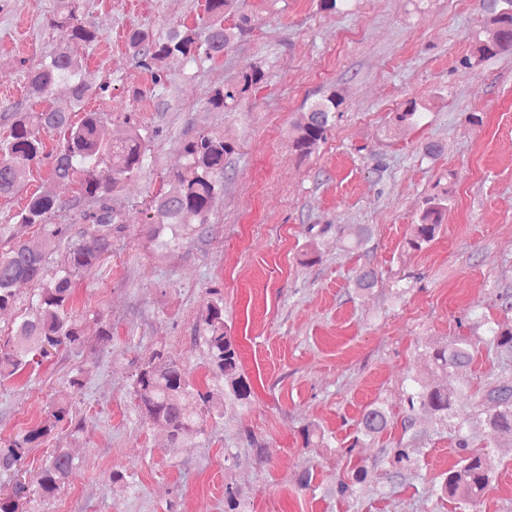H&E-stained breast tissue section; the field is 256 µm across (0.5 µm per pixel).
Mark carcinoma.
Returning a JSON list of instances; mask_svg holds the SVG:
<instances>
[{
  "label": "carcinoma",
  "instance_id": "carcinoma-1",
  "mask_svg": "<svg viewBox=\"0 0 512 512\" xmlns=\"http://www.w3.org/2000/svg\"><path fill=\"white\" fill-rule=\"evenodd\" d=\"M76 2L59 0L57 13L50 20L60 31L59 43L30 71L27 83V94L33 100L44 97L60 84L68 86L72 109L11 114L7 135L0 139V198H13L22 192L33 168L46 163L59 180L79 177L77 194L64 204L52 196L34 192L13 216L14 223L37 227L47 242L60 241L71 236L72 225L54 224L50 217L67 207L78 213L86 228L70 244L63 261L51 269L46 265L43 250L10 234L8 249L0 253V311L15 306L18 284L33 283L36 288L29 299L26 316L0 344L1 383L41 365L62 349L82 345V318L72 310L76 280L92 272L104 257L112 254V234L121 228L122 218L112 209L111 195L123 180L141 172L147 157L149 136L143 134L138 113L124 114L125 137L106 141L101 137V130L112 121V113L86 109L89 100L111 96L112 83H96L85 75L78 49L99 43L102 33L78 22ZM238 2L205 0L204 13L193 24H180L159 33L132 26L127 31L126 45L137 66L150 74L151 88L167 84L169 63L173 60L193 63L201 57L209 60L222 57L246 31L248 18L243 14L237 22L226 23V16L237 12ZM482 6L486 12L483 30L474 35L469 54L461 60L462 66L469 69L501 54L512 53V11H506L512 7V0H482ZM265 78L262 66L251 64L232 81L211 89L203 106L209 111L232 114ZM343 103L344 96L339 90L312 101L289 130L292 151L304 159L325 143ZM430 109L427 100L409 99L395 113L393 125L418 127ZM77 112L81 117L75 122L73 114ZM47 136L55 137V144L50 148L45 141ZM180 150L183 164L168 174L177 189L155 195L146 227L148 238L166 249L184 239L209 233L210 214L217 198L224 194L225 161L234 153V146L224 139V133L211 130L184 139ZM102 166L111 169L112 180L99 179L97 171ZM449 202L446 191L426 198L412 224L407 240L409 248L420 250L435 240L441 215ZM376 283L375 269L365 265L358 271L354 286L358 293L365 295ZM199 324L208 371L222 381L223 393L216 394L194 382L186 362L162 350L142 359L132 374L129 394L142 423L162 430L172 446L190 435H205L209 421L224 415L226 401L242 405L252 393L242 369L240 348L224 323L223 289H205ZM485 344L497 356L512 358V326L488 324ZM476 352L471 337L459 336L445 347L431 348L428 354L435 371L446 374L470 366ZM84 386L82 375L71 377L68 387L50 403L45 422L0 444V478L12 482L10 491H0V512H40L37 504L55 497L65 487L75 466L69 448L52 449L32 489L19 480V465L30 449L48 441L59 424L72 426V436L81 431L80 423L73 422L72 405ZM474 399L473 413L461 417L456 409V391L437 382L428 384L419 377L410 378L403 394L402 429L407 441L388 451L390 476L398 477L417 464L410 456V447L422 438L416 413L425 410L436 423L453 429L455 445L464 451L459 462L440 480L439 496L466 512H479L492 481V470L485 456L467 451L471 429L477 425L497 442H512V382L500 381L476 392ZM389 418L385 404L371 405L357 421L352 442L341 449V454L349 457L355 448L375 440L386 430ZM368 476L364 466L351 468L347 479L336 484V497L351 496L353 487L366 482Z\"/></svg>",
  "mask_w": 512,
  "mask_h": 512
}]
</instances>
